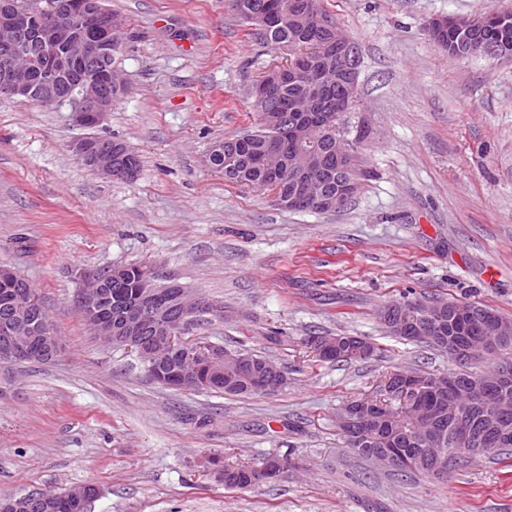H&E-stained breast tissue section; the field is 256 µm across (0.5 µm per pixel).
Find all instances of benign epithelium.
I'll list each match as a JSON object with an SVG mask.
<instances>
[{"label":"benign epithelium","instance_id":"1","mask_svg":"<svg viewBox=\"0 0 512 512\" xmlns=\"http://www.w3.org/2000/svg\"><path fill=\"white\" fill-rule=\"evenodd\" d=\"M307 13L313 17L310 29L314 34L331 32L336 38V62H327L330 73L342 84L337 95L341 111L346 112L354 102L357 91L359 56L354 41L338 25L323 19L313 7ZM485 21L455 16L436 18L428 23L427 31L436 38L443 32L466 31L470 39L456 49L468 56L499 58L502 52L497 43L487 40L477 31ZM122 28L121 18L106 8L102 0H0V88L12 98H21L45 108L69 105L74 121L84 127L99 125L112 106L127 92L123 80L112 75L110 62L119 44L115 35ZM291 77L288 68L269 70L253 86L255 103L275 108L278 89ZM321 86H316L305 103L290 113H272L283 134L296 135L299 154L307 159L305 165L283 176L280 168H268V180L261 187L270 189L277 204L288 207L312 206L326 212L342 208L359 191L360 181L354 176L341 180L336 193L318 187V174L324 155L320 134L326 125L321 111ZM69 150L84 165L108 179L135 180L139 168L123 152L113 150L112 144L98 136H85L70 143ZM288 180L290 191L282 198L280 182ZM79 305L87 326L96 335L112 337V344L133 349L146 363L149 377L166 387L177 390H205L232 382L239 375L251 373L253 390L269 395L284 384L279 366L269 360L255 361L246 356L222 352L213 345L184 350L183 334L201 318H224V306L205 304L177 283L168 288L155 284L154 272L142 270V298L134 307L116 301V315L104 316L101 309L106 280L80 272ZM18 276L9 267H0V286L9 289L6 295L10 310L17 312L14 331L0 344V365L9 366L22 360L21 345L27 334L26 320L38 318L43 306L30 289L17 284ZM413 310L406 315L385 317L391 330L412 340L449 346L458 335L477 330L480 338L469 342L474 355L488 356L493 348L489 337L512 334V323L494 315L472 314L468 309L448 303V319L440 316L438 308L428 302H411ZM365 356L370 352L368 341L360 338L342 342L334 337H319L311 342L314 353L323 359L332 357L343 346ZM387 397L409 402L410 413L419 430L436 443L443 442L442 431L436 426L433 407L417 399L424 392L436 402H448L454 437L453 443L463 444L480 432L484 442L493 444L503 438L502 427L507 422L504 411L495 404L485 403L476 412H459L458 399L465 394L478 399L483 388L461 391L457 378L425 380L405 371H396L385 382ZM396 409L381 402L355 400L339 413L338 420L345 435L352 436L362 428L375 438L381 433L388 414ZM378 462L390 467L415 466L420 455L407 448L378 450ZM448 469L446 456L441 452L428 454L422 472L439 476ZM98 490L87 485L76 494L80 512H88Z\"/></svg>","mask_w":512,"mask_h":512}]
</instances>
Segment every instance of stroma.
<instances>
[{"label": "stroma", "instance_id": "stroma-1", "mask_svg": "<svg viewBox=\"0 0 512 512\" xmlns=\"http://www.w3.org/2000/svg\"><path fill=\"white\" fill-rule=\"evenodd\" d=\"M125 21L115 66L127 93L97 135L126 143L140 172L104 178L68 146L71 108L0 98V265L35 289L63 350L0 371V494L100 490L91 512H512V452L396 473L347 445L344 404L397 370L457 365L385 331L394 301L458 299L512 318V60L452 58L428 21L512 12V0H326L358 44L349 125L376 176L327 213L278 206L226 182L206 155L254 128L251 95L288 48L248 36L224 0H105ZM152 267L224 306L189 334L271 359V395L175 391L137 353L87 330L74 274ZM362 336L366 360L313 357L311 336ZM278 480L224 487L211 459Z\"/></svg>", "mask_w": 512, "mask_h": 512}]
</instances>
